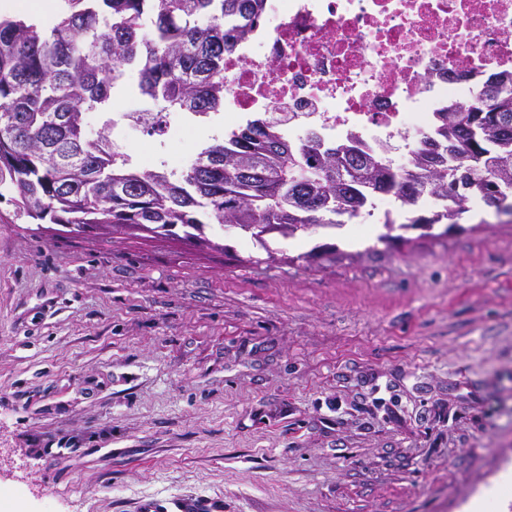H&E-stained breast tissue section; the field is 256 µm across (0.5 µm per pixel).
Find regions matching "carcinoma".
<instances>
[{
	"label": "carcinoma",
	"mask_w": 512,
	"mask_h": 512,
	"mask_svg": "<svg viewBox=\"0 0 512 512\" xmlns=\"http://www.w3.org/2000/svg\"><path fill=\"white\" fill-rule=\"evenodd\" d=\"M46 29L0 18V198L14 194L36 221L92 225L109 232L173 233L203 241L210 224L256 240L260 226L280 235L341 226L371 213L380 194L405 206L443 201L429 216L399 225L457 224L468 195L512 213V79L493 78L465 106L435 113L413 169H393L357 141L298 145L263 121L204 146L175 173L164 162L135 163L112 141V96L138 78L139 99L161 111L207 119L224 109V52L231 31L256 23L262 0H65ZM206 16L209 23H200ZM103 114L97 138L86 115ZM142 126L137 111L123 114ZM144 127V126H142ZM162 135L161 124L144 127Z\"/></svg>",
	"instance_id": "carcinoma-1"
}]
</instances>
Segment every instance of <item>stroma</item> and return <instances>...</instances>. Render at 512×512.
Masks as SVG:
<instances>
[{
	"mask_svg": "<svg viewBox=\"0 0 512 512\" xmlns=\"http://www.w3.org/2000/svg\"><path fill=\"white\" fill-rule=\"evenodd\" d=\"M355 225L265 250L221 224L41 229L0 199V512H464L512 467V215Z\"/></svg>",
	"mask_w": 512,
	"mask_h": 512,
	"instance_id": "obj_1",
	"label": "stroma"
}]
</instances>
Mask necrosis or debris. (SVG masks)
<instances>
[{
    "label": "necrosis or debris",
    "instance_id": "1",
    "mask_svg": "<svg viewBox=\"0 0 512 512\" xmlns=\"http://www.w3.org/2000/svg\"><path fill=\"white\" fill-rule=\"evenodd\" d=\"M512 71V0H263L224 53V113L299 142L354 137L407 170L436 112Z\"/></svg>",
    "mask_w": 512,
    "mask_h": 512
}]
</instances>
